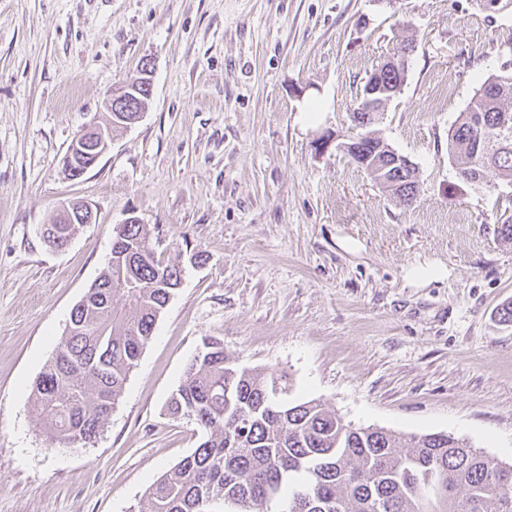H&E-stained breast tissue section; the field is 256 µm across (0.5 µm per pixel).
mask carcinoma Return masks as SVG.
<instances>
[{"instance_id": "carcinoma-1", "label": "carcinoma", "mask_w": 512, "mask_h": 512, "mask_svg": "<svg viewBox=\"0 0 512 512\" xmlns=\"http://www.w3.org/2000/svg\"><path fill=\"white\" fill-rule=\"evenodd\" d=\"M487 77L448 130V160L467 177L512 179V147L475 154L485 129L512 124V85ZM185 267L156 259L147 225L116 228L111 257L73 308L31 407L51 443L83 448L103 432ZM285 374L246 367L206 337L168 404L203 432L195 450L132 512H512V464L445 433L356 428Z\"/></svg>"}]
</instances>
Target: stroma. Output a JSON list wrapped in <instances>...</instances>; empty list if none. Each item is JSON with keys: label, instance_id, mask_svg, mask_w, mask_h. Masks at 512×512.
I'll return each mask as SVG.
<instances>
[{"label": "stroma", "instance_id": "stroma-1", "mask_svg": "<svg viewBox=\"0 0 512 512\" xmlns=\"http://www.w3.org/2000/svg\"><path fill=\"white\" fill-rule=\"evenodd\" d=\"M403 39L416 49L376 130L416 167L410 205L343 148ZM511 58L512 6L492 18L482 0H0V512H133L200 442L166 406L208 336L353 426L444 432L511 464L512 181L471 187L448 160L449 128ZM145 60L141 118L68 179L73 137ZM79 200L95 223L50 248L42 225ZM131 212L160 261H206L95 443L50 446L31 384ZM432 262L446 278L407 281Z\"/></svg>", "mask_w": 512, "mask_h": 512}]
</instances>
